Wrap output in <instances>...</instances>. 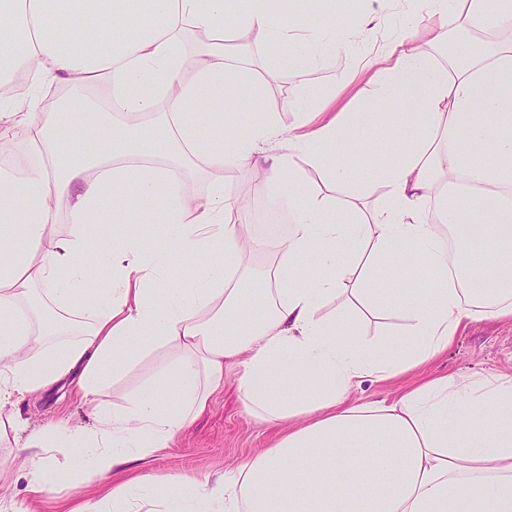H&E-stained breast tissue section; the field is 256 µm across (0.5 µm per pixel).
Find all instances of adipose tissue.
<instances>
[{"label": "adipose tissue", "mask_w": 512, "mask_h": 512, "mask_svg": "<svg viewBox=\"0 0 512 512\" xmlns=\"http://www.w3.org/2000/svg\"><path fill=\"white\" fill-rule=\"evenodd\" d=\"M411 2L454 10L463 29L512 25V0ZM380 26L359 19L355 35ZM191 30L207 40L188 60ZM243 35L283 78L315 64L319 39L355 48V35L327 22L297 30L270 0L241 12L229 0H0V79L28 76L21 97L0 98V142L18 127L27 142L0 165V436H12L29 480L18 512H36L51 487L170 448L230 367L246 411L283 424L277 440L232 473L170 478L152 499L115 487L112 512H512V374L448 373L396 396L350 398L363 380L435 359L464 323L512 321V43L456 44L439 68L446 32L424 43L401 32L379 57L375 100L359 111L324 117L316 94L298 89L286 105L302 121L285 130L277 113L257 112L241 136L240 116L264 91L228 62L225 42ZM53 82L107 85V104L46 110ZM377 143L388 161L353 182L352 160ZM298 154L305 170L294 167ZM228 165L264 167L269 185L284 176L291 188L295 220L261 308L241 286L250 240L232 193L219 184L203 194L177 175ZM309 169L352 187L344 218L333 197L307 187ZM463 179L484 194L446 207L452 254L428 205ZM160 195L174 245L204 268L188 288L166 279L136 212ZM312 255L321 274L297 278ZM92 263L108 281L94 296ZM338 297L346 312L323 316ZM50 307L74 315L72 328L49 319ZM370 316L381 321L372 337L359 326ZM160 349L166 363L107 404V388ZM284 362L297 375L287 391ZM66 379L91 426L29 430L20 403Z\"/></svg>", "instance_id": "1"}]
</instances>
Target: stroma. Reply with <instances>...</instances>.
Segmentation results:
<instances>
[{
  "label": "stroma",
  "mask_w": 512,
  "mask_h": 512,
  "mask_svg": "<svg viewBox=\"0 0 512 512\" xmlns=\"http://www.w3.org/2000/svg\"><path fill=\"white\" fill-rule=\"evenodd\" d=\"M335 2L336 8L330 13V20L343 17L351 22L362 12H378L384 16L383 30L377 37L360 39L354 53L324 50L315 66L290 75L287 81L267 85L259 108L278 113L281 128L291 127L300 119L299 113L288 110L284 105L288 89L292 86L325 91L332 99L329 109L335 113L352 112L371 101L376 84L369 74H357L358 63L361 58L383 50L387 41L401 30L410 31L419 42L441 29L447 30L450 37L457 40L512 41V30H461L455 26L452 14L415 12L409 10L405 0ZM266 179L264 169L234 166L225 167L220 179L236 189L237 204L254 241L248 255V263L255 271L249 283L253 289L267 287L265 271L277 258V244L267 238L263 223L265 214L270 210ZM141 211L148 222L147 244L167 256L169 278L179 282L195 278L202 270L201 265L187 260L173 249L168 226L158 220L152 205H143ZM497 372L512 373V323L473 322L460 330L448 351L429 364L386 383L363 381L352 390L351 396L358 399L382 392L393 394L448 373ZM20 410L33 429L48 422L74 424L89 420L88 408L81 406L69 386L38 400L23 402ZM281 430L280 423L262 422L244 411L237 390V373L231 369L225 372L224 384L212 394L206 410L176 436L170 448L150 459L144 470L152 473L160 483L170 476L221 474L235 469L250 455L268 447ZM139 470L133 466L100 481L50 488L43 494L38 512H69L70 508L80 504L95 505L100 512H107L113 488L126 483Z\"/></svg>",
  "instance_id": "stroma-1"
}]
</instances>
